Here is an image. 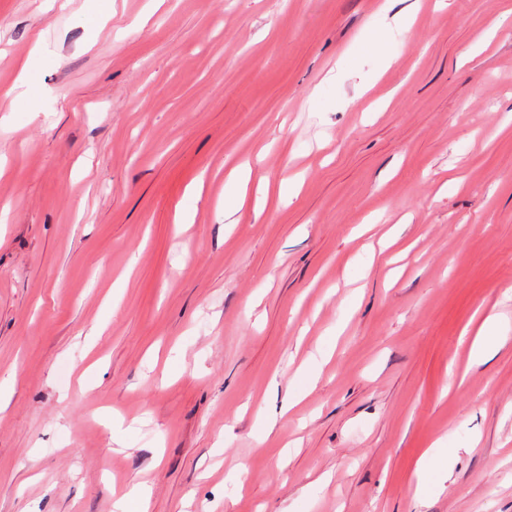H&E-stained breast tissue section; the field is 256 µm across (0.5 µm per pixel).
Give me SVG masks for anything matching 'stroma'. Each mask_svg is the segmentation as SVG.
I'll use <instances>...</instances> for the list:
<instances>
[{
	"mask_svg": "<svg viewBox=\"0 0 512 512\" xmlns=\"http://www.w3.org/2000/svg\"><path fill=\"white\" fill-rule=\"evenodd\" d=\"M87 8L0 0V512H512V0ZM251 165L244 162L233 168L224 185V221L228 224L239 223L236 216L240 213L245 202V185L251 177ZM226 186L232 195L226 196ZM508 321L500 313H490L486 316L485 321L479 329L476 340L472 346V358H482L492 347V345L505 341L506 335H503L508 330ZM319 375L320 364L313 355L301 365L292 379V393L288 405L282 406L278 411L276 410L263 416V424L266 432H270L279 419L284 418L296 403L314 389Z\"/></svg>",
	"mask_w": 512,
	"mask_h": 512,
	"instance_id": "35a3bbf8",
	"label": "stroma"
}]
</instances>
